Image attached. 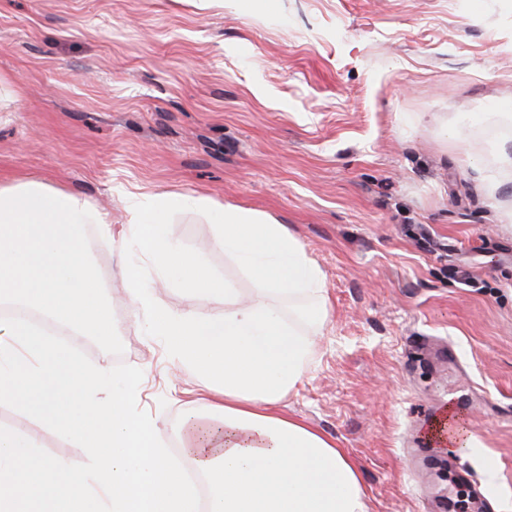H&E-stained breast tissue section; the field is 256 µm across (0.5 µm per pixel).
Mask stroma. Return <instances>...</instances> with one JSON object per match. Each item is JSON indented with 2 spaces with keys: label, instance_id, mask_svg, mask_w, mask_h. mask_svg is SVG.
Listing matches in <instances>:
<instances>
[{
  "label": "stroma",
  "instance_id": "1",
  "mask_svg": "<svg viewBox=\"0 0 512 512\" xmlns=\"http://www.w3.org/2000/svg\"><path fill=\"white\" fill-rule=\"evenodd\" d=\"M37 180L130 223L125 203L206 196L287 225L319 265L327 321L281 415L357 465L367 512H455L427 409L472 402L462 454L512 503V0H0V184ZM220 215L171 209L170 235L251 297ZM86 239L112 291L108 340L67 335L88 366L142 372L139 414L174 426L196 375L136 323L129 243ZM455 351L456 367L446 355ZM0 428L87 467L84 448L0 404Z\"/></svg>",
  "mask_w": 512,
  "mask_h": 512
}]
</instances>
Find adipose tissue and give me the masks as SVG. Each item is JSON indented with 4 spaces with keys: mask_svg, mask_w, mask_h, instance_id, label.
Returning a JSON list of instances; mask_svg holds the SVG:
<instances>
[{
    "mask_svg": "<svg viewBox=\"0 0 512 512\" xmlns=\"http://www.w3.org/2000/svg\"><path fill=\"white\" fill-rule=\"evenodd\" d=\"M192 195L130 198L121 240L153 260L157 279L176 281L197 305H157L137 268L127 272L129 302L170 356L205 379L201 408H187L174 434L179 452L157 441L156 421L134 413L141 371L120 378L82 366L37 326L0 317V402L19 403L42 424L87 448L88 472L43 456L36 438L0 429V512H365L353 460L335 444L277 412L310 365L315 346L298 318L327 315L324 277L294 234L247 211H228L215 233L225 256L254 276L258 296L216 278L168 233L166 213L215 207ZM112 238V218L82 197L38 181L0 185V302L17 301L73 332L112 336L107 293L89 262L85 229ZM302 292L310 302L287 316L272 296ZM223 304V314L208 303ZM193 467L207 499L185 478Z\"/></svg>",
    "mask_w": 512,
    "mask_h": 512,
    "instance_id": "ef3b65f1",
    "label": "adipose tissue"
}]
</instances>
